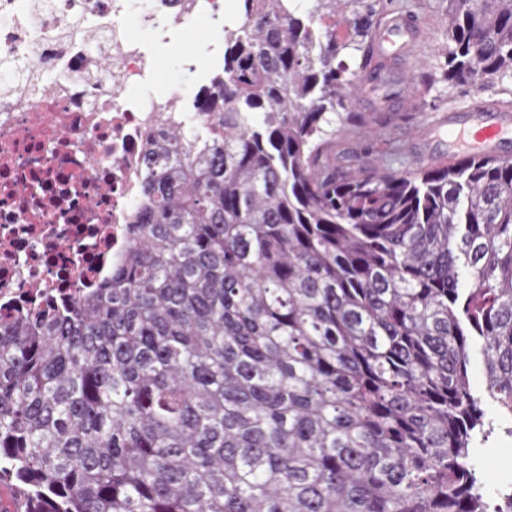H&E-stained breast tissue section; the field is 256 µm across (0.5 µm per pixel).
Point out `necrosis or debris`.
<instances>
[{
  "instance_id": "obj_1",
  "label": "necrosis or debris",
  "mask_w": 512,
  "mask_h": 512,
  "mask_svg": "<svg viewBox=\"0 0 512 512\" xmlns=\"http://www.w3.org/2000/svg\"><path fill=\"white\" fill-rule=\"evenodd\" d=\"M198 17L220 33L224 0H0L1 313L89 291L125 253L153 139L201 118L198 90L157 92L152 46Z\"/></svg>"
}]
</instances>
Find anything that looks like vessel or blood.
<instances>
[{
    "label": "vessel or blood",
    "mask_w": 512,
    "mask_h": 512,
    "mask_svg": "<svg viewBox=\"0 0 512 512\" xmlns=\"http://www.w3.org/2000/svg\"><path fill=\"white\" fill-rule=\"evenodd\" d=\"M421 30L399 16L387 19L376 39V52L394 70L405 69ZM412 149L428 161L492 157L512 149V104L474 99L462 111L420 125Z\"/></svg>",
    "instance_id": "obj_1"
}]
</instances>
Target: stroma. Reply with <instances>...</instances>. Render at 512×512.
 <instances>
[{
	"label": "stroma",
	"instance_id": "35a3bbf8",
	"mask_svg": "<svg viewBox=\"0 0 512 512\" xmlns=\"http://www.w3.org/2000/svg\"><path fill=\"white\" fill-rule=\"evenodd\" d=\"M389 8L416 21L424 31L411 68L412 80L421 95L410 100L403 98L402 89L397 85L379 90L364 86L354 99V110L362 121L337 134L336 160L347 165L366 152L374 158L396 154L402 158L401 164L395 167L396 172H414L422 168L423 163L411 153L408 138L421 120L464 107L478 96L499 102L503 95L495 87L479 91L469 86L452 87L442 80L443 48L448 43V0H391ZM208 37L207 20L197 19L187 39L188 48L196 57V69L190 74L181 69V50L170 45L154 46V57L163 75L159 92L181 91L210 75ZM472 464L476 470L491 469L500 481L511 482L512 438L502 434L493 436L486 448L473 454Z\"/></svg>",
	"mask_w": 512,
	"mask_h": 512
}]
</instances>
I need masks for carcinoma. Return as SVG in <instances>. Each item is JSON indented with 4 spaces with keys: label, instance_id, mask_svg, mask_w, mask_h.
<instances>
[{
    "label": "carcinoma",
    "instance_id": "carcinoma-1",
    "mask_svg": "<svg viewBox=\"0 0 512 512\" xmlns=\"http://www.w3.org/2000/svg\"><path fill=\"white\" fill-rule=\"evenodd\" d=\"M240 2L112 280L0 320V485L25 512H512L469 466L483 402L512 416V160L340 169L383 0ZM445 54L511 96L512 0H448Z\"/></svg>",
    "mask_w": 512,
    "mask_h": 512
}]
</instances>
